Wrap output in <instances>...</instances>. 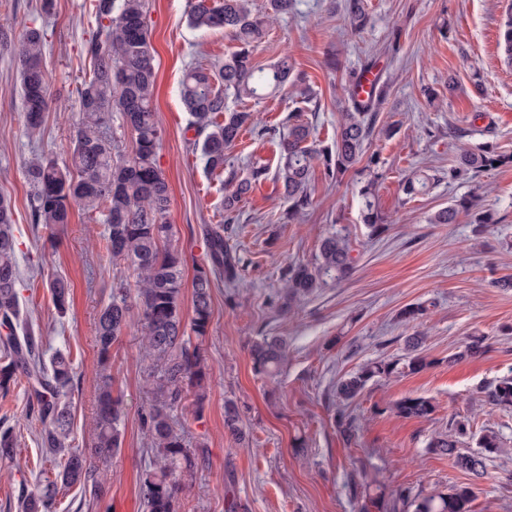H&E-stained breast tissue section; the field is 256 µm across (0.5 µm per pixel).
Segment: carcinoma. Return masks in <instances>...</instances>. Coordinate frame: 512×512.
<instances>
[{
  "mask_svg": "<svg viewBox=\"0 0 512 512\" xmlns=\"http://www.w3.org/2000/svg\"><path fill=\"white\" fill-rule=\"evenodd\" d=\"M296 2L267 0V14H290L296 9ZM145 6V0H89L88 12L94 15L98 31L86 44L91 70L77 88L82 117L74 131L69 161L61 165L55 158L40 154L25 168L32 223L62 227L70 223L74 205L97 214L105 224L107 255L127 262L135 273L136 288L131 290L122 283L113 288L97 318V401L92 438L85 447L68 443L73 426L71 398L77 380L73 360L66 350L48 351L41 329L22 308L15 212L11 200L0 195V394L6 396L19 383H26L29 412L41 424L40 447L60 456L55 479H46L35 490L21 495V512H51L59 493L74 486L90 489L98 504L105 500L107 490L98 479V471L120 450L124 422L122 400L113 393L112 345L129 325L135 310L142 321L145 352L161 361L155 399L139 414L141 428L151 444L143 474L146 512H181L183 488L195 478L199 460L205 458L204 448L187 447L172 412L190 397L196 408L202 407L210 380L203 342L212 322V288L221 278L228 284L238 281L242 259L224 245L223 226H207L208 260L195 271L191 315L184 317L181 295L185 258L169 244V188L156 164L162 131L152 110L156 74ZM344 10L355 30L361 31L369 24L366 0H345ZM188 23L196 29H224L239 43V50L215 70L201 64L188 68L180 88L181 100L193 116L200 136L194 145L200 149L206 169L222 173L225 151L235 144L251 120L249 112L227 110L228 95L238 100L260 99L287 85L294 65L287 56L266 68L252 63L251 48L265 37L266 27L264 18L252 13L250 0H194ZM0 39L12 47L20 76L24 123L29 134L34 135L43 125L45 112L50 110L52 75L43 65L45 33L27 26L14 37L3 33ZM359 83L360 75L352 73L334 149L318 148L308 124L288 125L276 175L288 200V220L311 207L315 167H323L325 179L338 182L361 161L385 89L380 85L376 96L360 100ZM114 112L133 134L132 157L128 160L114 157V146L108 139ZM496 162L501 166L512 164V154L499 152L491 145L477 151L465 149L448 170V178L492 170ZM379 164V156L370 155L364 167L369 178L359 189L360 218L375 237L384 234L388 225L375 205ZM264 175L265 170L256 168L247 177L226 185L224 210L234 211L253 183ZM438 181L440 177L435 174L413 171L404 176L402 191L411 199ZM474 206L472 198L463 197L436 211L428 223L456 224ZM354 269L347 237L331 232L321 239L312 260L287 266L283 287L269 296V303L280 312L289 313L297 300L314 293L326 278L340 280ZM50 288L57 312L65 313L70 284L54 277ZM422 344V337L409 336L405 363L381 358L338 381L331 420L346 443H352L357 433L355 418L349 411L351 401L376 377L417 373L430 366L431 361L422 355ZM486 348V337L474 333L464 350L448 356V362L479 356ZM287 356L288 342L281 336L263 334L253 340L250 348L253 371L264 378L277 375ZM480 394L489 406L511 409L512 375L482 387ZM389 409L404 419H427L435 412L436 404L428 397L404 396ZM224 428L231 436L244 438L240 408L233 400L224 403ZM465 441L474 443L476 450L459 448ZM17 445L16 428L0 422V459L13 458ZM501 448L503 441L497 431L477 429L467 418L454 421L448 434L428 443L429 452L448 457L457 468L477 478L484 474L486 460ZM475 499L476 492L469 485H454L446 492L432 493L399 485L387 498L366 496L360 512H474Z\"/></svg>",
  "mask_w": 512,
  "mask_h": 512,
  "instance_id": "cac0c4a2",
  "label": "carcinoma"
}]
</instances>
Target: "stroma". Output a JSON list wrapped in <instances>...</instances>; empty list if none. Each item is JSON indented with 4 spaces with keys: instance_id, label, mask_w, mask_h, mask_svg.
I'll return each mask as SVG.
<instances>
[{
    "instance_id": "stroma-1",
    "label": "stroma",
    "mask_w": 512,
    "mask_h": 512,
    "mask_svg": "<svg viewBox=\"0 0 512 512\" xmlns=\"http://www.w3.org/2000/svg\"><path fill=\"white\" fill-rule=\"evenodd\" d=\"M192 0H146V23L157 76L153 110L162 129L156 162L170 191L171 244L186 258L182 310L192 307L194 268L208 258L207 224H223L224 241L244 261L235 286L216 283L212 326L204 342L211 380L201 410H174L190 445L204 444L206 463L182 493V512H359L350 489L379 495L398 484L423 492L471 483L477 512H512V409L485 405L477 390L512 373V289L496 282L512 276V166L444 180L415 199H406L400 180L412 170L448 169L461 148L484 145L512 153V67L499 46L500 28L512 0H368L370 24L351 29L343 0H297L291 15L270 21L253 50L267 66L283 56L296 61L297 87L257 101L228 99L232 111L252 113L254 122L227 151L225 173L243 177L265 169L232 214L224 212L220 176L209 174L199 150L193 118L180 97L188 66L213 68L236 48L222 30L187 23ZM35 26L46 34L44 62L53 76L56 106L46 113L39 135L28 136L19 95L17 64L0 47V194L14 205L21 300L48 345L70 351L78 375L72 399L74 443H88L97 386L95 325L113 285L134 283L123 261L104 250V226L95 215L74 209L70 224L57 230L30 224L24 168L34 155L67 159L81 114L75 92L89 71L84 44L96 32L85 0H56L43 15L39 0H14L0 8V31ZM372 66L386 84V98L367 146L378 154L381 173L375 202L388 220L372 238L360 220L361 201L353 175L332 184L316 179L313 206L287 221L288 203L276 173L279 134L289 120L308 122L320 144L333 143L350 71ZM483 94H476L475 83ZM477 193L480 209L495 224L478 228L470 217L456 224L427 218L452 200ZM342 231L355 259L352 275L328 282L288 314L267 305L281 287L289 263L312 260L320 239ZM66 279L72 301L65 314L53 306L49 282ZM422 303L418 321L399 318L403 307ZM487 338L477 358L449 363L473 332ZM270 333L288 341V361L274 379L256 376L248 343ZM424 336L430 361L417 374L370 382L350 410L358 425L355 445H345L330 422L327 394L334 381L380 358H400L405 339ZM141 322L132 318L112 347L114 392L124 406L122 443L103 471L109 512H143L142 474L149 441L138 412L153 398L154 373L140 348ZM434 398L426 420L389 413L405 395ZM243 408L248 444L224 431V402ZM498 431L504 446L488 461L484 475L455 468L447 457L429 453L430 438L455 418ZM0 420L15 425L19 447L14 461H0V512H18L19 487L34 488L53 477L57 466L38 443L40 424L28 415L27 393L16 387L0 397ZM308 451L296 453L298 440Z\"/></svg>"
}]
</instances>
